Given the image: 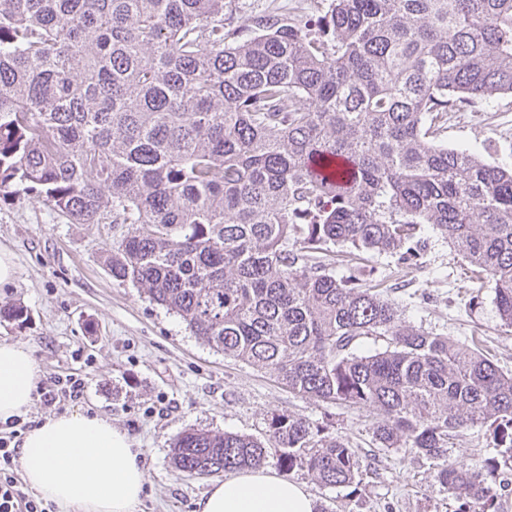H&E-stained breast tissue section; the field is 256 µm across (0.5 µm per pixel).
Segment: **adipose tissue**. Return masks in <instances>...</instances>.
Here are the masks:
<instances>
[{
	"instance_id": "adipose-tissue-1",
	"label": "adipose tissue",
	"mask_w": 512,
	"mask_h": 512,
	"mask_svg": "<svg viewBox=\"0 0 512 512\" xmlns=\"http://www.w3.org/2000/svg\"><path fill=\"white\" fill-rule=\"evenodd\" d=\"M38 378L30 351L0 341V421L32 402ZM27 484L61 512H136L144 472L132 441L107 419L80 412L48 416L23 438ZM199 512H316L303 484L266 469H247L212 485Z\"/></svg>"
}]
</instances>
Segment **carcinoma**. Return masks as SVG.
Segmentation results:
<instances>
[{
	"instance_id": "obj_1",
	"label": "carcinoma",
	"mask_w": 512,
	"mask_h": 512,
	"mask_svg": "<svg viewBox=\"0 0 512 512\" xmlns=\"http://www.w3.org/2000/svg\"><path fill=\"white\" fill-rule=\"evenodd\" d=\"M324 20L326 41L275 17L231 41L224 0H0V199L128 225L104 254L114 279L289 390L371 410L375 441L435 463L456 512H499L483 473L512 463V374L310 258L339 244L408 270L429 224L495 283L512 331V163L435 138L512 94V0H328ZM369 337L385 347L356 354ZM270 428L185 430L173 464L226 474L278 448L324 486L361 483L342 437ZM475 430L509 452L482 473L448 457Z\"/></svg>"
}]
</instances>
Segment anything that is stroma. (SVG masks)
I'll use <instances>...</instances> for the list:
<instances>
[{"mask_svg":"<svg viewBox=\"0 0 512 512\" xmlns=\"http://www.w3.org/2000/svg\"><path fill=\"white\" fill-rule=\"evenodd\" d=\"M326 10L325 0H224V30L243 38L254 22L279 16L316 38L319 28L307 23ZM437 139L477 149L488 163L512 159V97L449 113ZM124 230L75 223L32 194L0 202V248L15 263L13 283L0 288V306L19 303L28 311L22 322L0 319V341L27 347L40 379L86 377L84 397L63 403L62 411L103 416L130 437L145 473L137 512H198L213 479L174 468L179 433L195 428L265 440L271 419L282 414L350 439L369 468L358 490L325 487L306 470L279 468L278 451L270 449L266 468L304 483L317 512H455V499L429 461L407 448L378 447L369 410L290 391L264 370L203 344L179 315L112 278L103 254ZM422 237L426 247L414 269L402 270L396 254L371 250L337 255L331 269L381 286L412 326L477 345L512 373V335L502 331L494 286L478 280L431 225Z\"/></svg>","mask_w":512,"mask_h":512,"instance_id":"1","label":"stroma"}]
</instances>
